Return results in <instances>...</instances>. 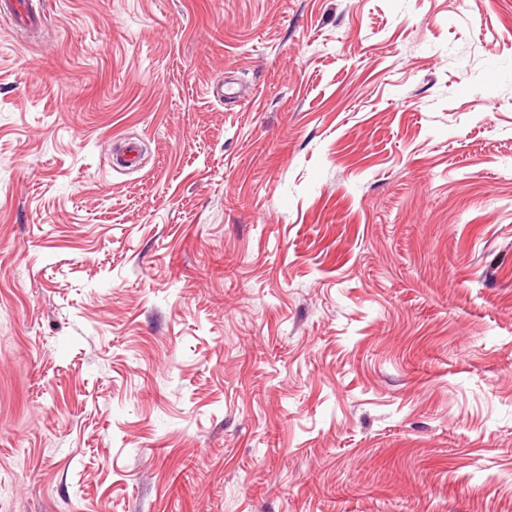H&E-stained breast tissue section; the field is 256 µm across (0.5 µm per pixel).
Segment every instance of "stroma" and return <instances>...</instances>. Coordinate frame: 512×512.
I'll return each instance as SVG.
<instances>
[{
	"label": "stroma",
	"mask_w": 512,
	"mask_h": 512,
	"mask_svg": "<svg viewBox=\"0 0 512 512\" xmlns=\"http://www.w3.org/2000/svg\"><path fill=\"white\" fill-rule=\"evenodd\" d=\"M43 2L0 512H512V0Z\"/></svg>",
	"instance_id": "stroma-1"
}]
</instances>
